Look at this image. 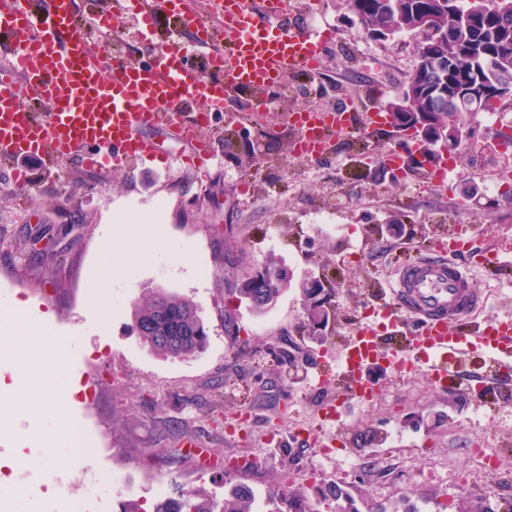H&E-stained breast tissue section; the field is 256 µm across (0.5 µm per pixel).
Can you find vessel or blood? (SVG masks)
Wrapping results in <instances>:
<instances>
[{"label":"vessel or blood","mask_w":512,"mask_h":512,"mask_svg":"<svg viewBox=\"0 0 512 512\" xmlns=\"http://www.w3.org/2000/svg\"><path fill=\"white\" fill-rule=\"evenodd\" d=\"M211 11L222 28L185 13V23L196 31L191 44L173 45L144 62L103 55L78 23L73 0H13L1 10L0 35L8 38L10 51L0 65V159L11 162L13 182L23 186L30 179L21 160L45 155L77 159L95 173L134 158H158L157 143L146 135L157 126L168 127L184 147V164L209 163L207 132L231 93H257L259 109L266 112L267 89L290 72H317L328 36L287 25L288 9L280 0H212ZM119 15L130 19L140 41H153L151 0H113L112 11L93 20L107 30ZM199 53L205 58L201 66L195 61ZM36 100L50 103L51 111H35ZM352 128V120L339 116L314 128L300 121L294 143H315L317 160L331 134ZM487 300L473 265L447 241L396 268L377 289L371 321L347 339V396L369 399L377 393L366 373L373 364L402 372L423 357L432 381L443 383L450 377L448 353L512 355L511 317L475 322Z\"/></svg>","instance_id":"b4317fda"}]
</instances>
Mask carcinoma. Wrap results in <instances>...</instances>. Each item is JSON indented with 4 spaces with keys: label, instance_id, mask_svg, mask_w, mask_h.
Returning a JSON list of instances; mask_svg holds the SVG:
<instances>
[{
    "label": "carcinoma",
    "instance_id": "carcinoma-1",
    "mask_svg": "<svg viewBox=\"0 0 512 512\" xmlns=\"http://www.w3.org/2000/svg\"><path fill=\"white\" fill-rule=\"evenodd\" d=\"M349 10L368 28L387 36L416 31L420 22L436 11V32L428 35L429 58L419 61L403 92L404 106L390 104L395 127L404 132L428 126L433 134L454 127L460 121L456 95L448 92V61L456 62L455 80L460 86L477 85L487 99L485 112H498L507 101L501 85L512 86V6L498 11L481 6L474 12L456 0L448 9L439 0H348ZM279 266L266 264L264 275L244 281L225 270L227 292L244 300L256 314L271 309L283 290L284 280L274 275ZM133 326L142 346L163 358L188 359L202 353L208 327L193 300L166 288H152L134 304ZM334 505V512H359L353 496L338 483H324L314 498L278 479L264 498L242 483L227 482L224 496L203 489L174 486L149 508L122 505V512H320L322 505Z\"/></svg>",
    "mask_w": 512,
    "mask_h": 512
}]
</instances>
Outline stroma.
<instances>
[{
    "label": "stroma",
    "mask_w": 512,
    "mask_h": 512,
    "mask_svg": "<svg viewBox=\"0 0 512 512\" xmlns=\"http://www.w3.org/2000/svg\"><path fill=\"white\" fill-rule=\"evenodd\" d=\"M317 2L319 25L333 35L320 75L286 76L287 94L259 124L237 120L234 105L215 113V159L207 167L180 164V144L163 131L155 140L172 158L165 167L134 161L92 174L74 159L40 158L29 163L28 186L18 188L0 165V307L22 300L31 322L47 317L56 335L79 337L69 364L98 384L94 401L70 405L64 419L38 401L0 400L19 429L0 441L19 459L11 478L0 481V505L28 512L44 503L49 512H72L80 501L85 512H119L121 502L163 496L160 477L223 495V473L202 471L184 454L192 437L215 457L256 458L234 479L260 496L285 476L308 490L342 483L359 512H403L411 504L418 512H449L462 495L475 512H500L512 500V391L468 398L472 374L502 368L489 355H449L457 376L443 390L419 363L399 376L370 368L379 386L372 401L340 403L332 424L318 414L323 401L344 391L336 371L349 334L370 313L377 280L449 236L476 249L492 229L512 240V200L484 183L490 173L512 170V158L466 151L444 185L428 187L419 157L406 152L407 137L388 130L335 137L323 159L299 163L291 112L318 101L346 107L358 98L389 106L401 97L425 39L417 31L372 39L347 0ZM182 15L169 4L159 10V38L151 43L117 20L109 41L134 58L151 57L169 46L171 31L191 41ZM394 149L406 153L398 173L383 163ZM120 207L134 216L162 209L156 249L140 244L144 228L134 218L117 222ZM324 214L330 224L321 222ZM272 259L288 282L276 305L258 315L228 295L224 269L242 274ZM311 276L323 280L333 312L317 343L305 338L302 286ZM95 282L107 291L104 318L87 306ZM158 287L200 306L209 334L201 354L171 360L143 348L132 311ZM229 313L240 327L235 341L224 330ZM285 338L304 342L308 359L283 362L275 349ZM33 425L54 437V447L27 437ZM73 425L97 451L75 471L65 464ZM324 444L330 455H320ZM477 444L494 455L496 476L471 455Z\"/></svg>",
    "instance_id": "obj_1"
}]
</instances>
